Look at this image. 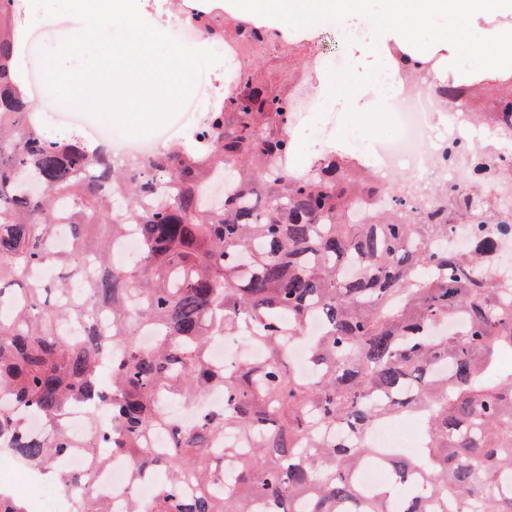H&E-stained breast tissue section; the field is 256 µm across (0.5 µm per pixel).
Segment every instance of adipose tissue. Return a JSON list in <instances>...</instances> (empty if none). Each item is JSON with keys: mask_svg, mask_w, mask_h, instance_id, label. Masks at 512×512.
<instances>
[{"mask_svg": "<svg viewBox=\"0 0 512 512\" xmlns=\"http://www.w3.org/2000/svg\"><path fill=\"white\" fill-rule=\"evenodd\" d=\"M490 0H236L237 10L245 16L270 20H293L307 25L325 13L344 15L378 7L384 19L400 20L401 36L413 43L426 45L436 36L432 17L445 19L454 46L466 47L465 55L453 56L454 66L481 70L495 64L493 51L506 44L507 33L502 30L473 31L465 23L470 14L487 7ZM363 82L362 75L350 72L340 79H330L321 85L318 96L322 105L336 104L345 111H359L360 97L356 90Z\"/></svg>", "mask_w": 512, "mask_h": 512, "instance_id": "ef3b65f1", "label": "adipose tissue"}]
</instances>
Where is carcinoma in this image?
<instances>
[{"mask_svg": "<svg viewBox=\"0 0 512 512\" xmlns=\"http://www.w3.org/2000/svg\"><path fill=\"white\" fill-rule=\"evenodd\" d=\"M15 12L0 0V434L7 452L47 484L68 482L53 458L72 448L73 406L102 407L103 437L85 445L101 465L121 455L132 478L157 491L128 512H512V278L487 276L497 239L479 233L448 248L455 225L512 233L496 198L436 191L432 205L381 210L376 175L334 151L304 170L280 169L292 146L272 90L244 75L247 94L213 113L202 143H173L128 168L74 135L38 131L13 67ZM502 96L484 113L512 122V75L492 74ZM470 82L443 83L466 106ZM218 173L228 194L205 199ZM67 225L72 248L51 250ZM134 229L137 263L110 259ZM51 266L55 277L38 271ZM90 271L93 305L67 299ZM235 336L261 352L235 368L214 365L211 343ZM307 345L311 375L288 357ZM224 410L191 427L171 421L167 400L192 405L207 390ZM48 434L35 436L26 415ZM425 428L412 456L374 448L381 421ZM169 432L167 448H151ZM227 434L247 448L216 447ZM234 476L224 480V459ZM388 483L370 494L355 481L378 459ZM0 512H31L0 494ZM73 512H109L82 496Z\"/></svg>", "mask_w": 512, "mask_h": 512, "instance_id": "1", "label": "carcinoma"}]
</instances>
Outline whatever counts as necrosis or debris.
Listing matches in <instances>:
<instances>
[{"mask_svg": "<svg viewBox=\"0 0 512 512\" xmlns=\"http://www.w3.org/2000/svg\"><path fill=\"white\" fill-rule=\"evenodd\" d=\"M163 24L181 40H205L217 44L230 65L221 74L202 72L198 78L199 98L191 102V133L198 140L208 138L211 127L208 115L199 108L200 101L223 103L225 97L238 95L241 76L252 71L259 58L291 53L292 48L272 33L240 25L237 34L224 33V14L214 9L194 15L181 7L167 10ZM438 79L430 64L410 61L394 66L384 77L389 110L394 116L393 137L378 146L377 170L383 190L378 204L393 205L396 196L425 205L432 199L435 187L462 189L468 184L486 182L492 193L503 200H512V125L493 123L485 133H477L471 115L460 109L442 107L435 92ZM308 74L289 77L281 90V109L287 116L289 131L306 129V111L311 106ZM59 125L82 139L106 144L113 156L127 165H135L146 156L161 153L177 141L175 128L159 132L145 141H121L114 136L86 126L78 116L57 115ZM103 427L91 419L86 407H76L69 417V433L73 447L60 456L56 464L62 471L87 473L96 497L107 502L111 512H126L130 494L147 495L152 485L132 480L130 461L122 456L111 457L105 464L91 469L82 448L87 438L100 436ZM9 474L0 476V488L16 494L20 485L35 488L32 501L41 512H61L71 498L67 489L46 487L26 475L25 466L9 458Z\"/></svg>", "mask_w": 512, "mask_h": 512, "instance_id": "necrosis-or-debris-1", "label": "necrosis or debris"}]
</instances>
